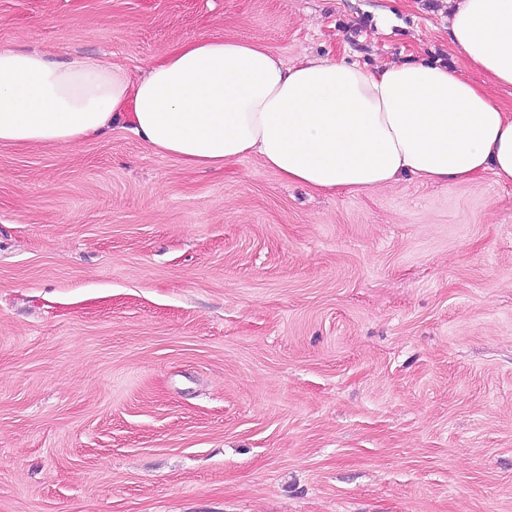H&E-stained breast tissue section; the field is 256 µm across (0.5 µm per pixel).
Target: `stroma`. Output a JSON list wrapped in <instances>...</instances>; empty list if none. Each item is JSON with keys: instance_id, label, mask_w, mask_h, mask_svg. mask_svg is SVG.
I'll list each match as a JSON object with an SVG mask.
<instances>
[{"instance_id": "obj_1", "label": "stroma", "mask_w": 512, "mask_h": 512, "mask_svg": "<svg viewBox=\"0 0 512 512\" xmlns=\"http://www.w3.org/2000/svg\"><path fill=\"white\" fill-rule=\"evenodd\" d=\"M208 32L512 110L447 0H0V43L136 76ZM0 512H512V184L1 145Z\"/></svg>"}]
</instances>
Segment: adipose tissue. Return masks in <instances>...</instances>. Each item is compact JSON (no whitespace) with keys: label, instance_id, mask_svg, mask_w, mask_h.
Returning <instances> with one entry per match:
<instances>
[{"label":"adipose tissue","instance_id":"obj_1","mask_svg":"<svg viewBox=\"0 0 512 512\" xmlns=\"http://www.w3.org/2000/svg\"><path fill=\"white\" fill-rule=\"evenodd\" d=\"M449 13L468 62L512 85V0H452ZM124 115L189 170L254 155L288 182L330 193L405 175L467 182L491 171L512 183V112L436 63L289 66L265 46L201 34L135 81L119 65L0 43V145L73 146Z\"/></svg>","mask_w":512,"mask_h":512}]
</instances>
